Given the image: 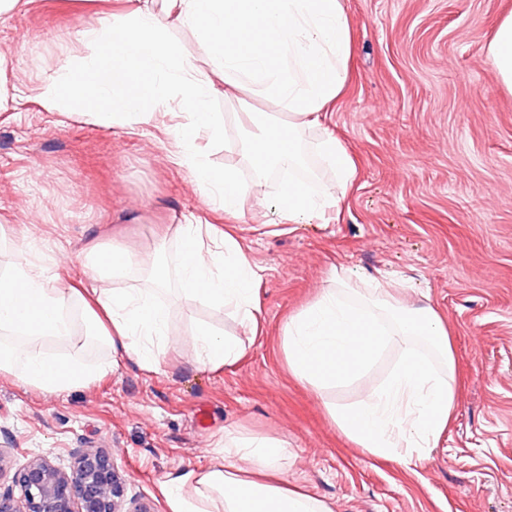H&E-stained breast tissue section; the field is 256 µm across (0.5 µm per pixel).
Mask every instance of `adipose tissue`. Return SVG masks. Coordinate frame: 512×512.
<instances>
[{"label": "adipose tissue", "instance_id": "obj_1", "mask_svg": "<svg viewBox=\"0 0 512 512\" xmlns=\"http://www.w3.org/2000/svg\"><path fill=\"white\" fill-rule=\"evenodd\" d=\"M136 0L125 15L83 26L77 39L93 54L65 59L43 79L37 95L51 110L76 114L107 128L151 124L179 94L185 121L178 131L175 164L201 187L208 209L239 216L245 188L233 171L217 172L195 152L199 134L221 136L224 125L208 108L219 87L245 88L274 102L288 119L274 123L265 112H241L252 133L243 143L257 174L275 163L299 166L300 130L322 132L315 144L333 179L319 185L298 177L283 182L274 211L283 224H305L340 213L357 176L354 158L330 130L331 108L348 80L353 52L345 0ZM196 31L211 63L203 77L168 31ZM176 274L169 289L158 265H145L126 245L90 244L86 251L92 286H47L46 268L30 246L20 245L8 275L0 277V373L49 393L89 384L112 371L111 361H89V344L122 349L147 369L159 370L170 344L168 297L189 307L201 302L231 310L249 333H257L262 274L239 238L214 224H179ZM81 304L84 330L75 334L71 317ZM199 365L218 370L246 353L239 339L198 326L192 336ZM65 343L67 358L49 356L45 345ZM290 372L314 389L350 380L390 344L404 358L389 379L348 409L328 406L331 422L356 447L379 459L412 463L436 447L447 430L455 377L437 371L420 353L425 343L454 360L448 329L430 304H412L395 287L376 284L373 293L352 287L345 267H332L320 296L289 317L281 330ZM288 443L224 436V453L201 472L188 473L167 490L170 512H331L314 495L289 488L280 477ZM250 458L254 467L231 465Z\"/></svg>", "mask_w": 512, "mask_h": 512}]
</instances>
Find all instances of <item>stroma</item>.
I'll return each mask as SVG.
<instances>
[{"mask_svg": "<svg viewBox=\"0 0 512 512\" xmlns=\"http://www.w3.org/2000/svg\"><path fill=\"white\" fill-rule=\"evenodd\" d=\"M127 0H32L0 15V70L12 95L0 112V274L26 234L48 280L88 283L84 253L119 240L134 253L162 252L168 224L223 223L203 192L171 164L184 116L179 100L154 124L104 129L44 107L36 88L66 57L90 54L80 23ZM353 38L350 78L330 126L356 160L357 182L340 220L278 224L277 185L247 194L236 234L263 268L262 333L232 366L196 362L197 323L244 337L238 318L206 305L174 308L170 348L157 371L123 352L110 374L50 394L0 374V486L31 453L68 467L79 448H108L126 496L170 512L165 487L205 470L224 433L287 440L283 477L332 512H512V92L488 47L512 0H346ZM271 111L241 90L210 109L224 137L194 148L217 171L252 184L239 143L242 108ZM358 287L384 274L406 299L428 295L448 326L456 392L447 431L411 465L377 460L330 422L327 407L356 402L388 377L402 350L389 345L346 385L316 390L288 370L284 322L327 286L330 268Z\"/></svg>", "mask_w": 512, "mask_h": 512, "instance_id": "stroma-1", "label": "stroma"}]
</instances>
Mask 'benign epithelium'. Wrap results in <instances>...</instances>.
<instances>
[{
	"mask_svg": "<svg viewBox=\"0 0 512 512\" xmlns=\"http://www.w3.org/2000/svg\"><path fill=\"white\" fill-rule=\"evenodd\" d=\"M64 469L35 453L0 491V512H155L144 504L123 509L118 466L107 448H84Z\"/></svg>",
	"mask_w": 512,
	"mask_h": 512,
	"instance_id": "1",
	"label": "benign epithelium"
}]
</instances>
